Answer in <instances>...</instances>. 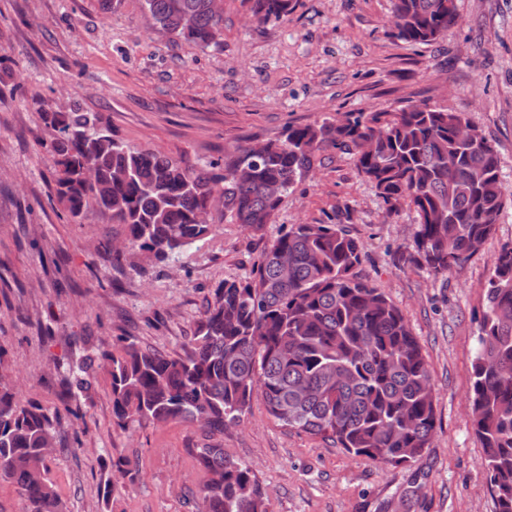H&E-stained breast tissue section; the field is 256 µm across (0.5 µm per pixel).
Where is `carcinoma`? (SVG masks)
I'll list each match as a JSON object with an SVG mask.
<instances>
[{
  "label": "carcinoma",
  "mask_w": 512,
  "mask_h": 512,
  "mask_svg": "<svg viewBox=\"0 0 512 512\" xmlns=\"http://www.w3.org/2000/svg\"><path fill=\"white\" fill-rule=\"evenodd\" d=\"M171 38L220 47L224 16L211 0H141ZM259 23L279 21L294 0H243ZM188 15L192 25L182 24ZM457 21L455 0H392L388 35L429 45ZM53 130L56 197L69 220L96 211L125 228L133 250L164 261L204 239L194 222L216 191L224 217L260 232L311 170L317 151L353 155L389 209L413 208L419 229L410 260L435 276L464 265L492 235L507 197L498 156L465 114L415 104L394 112H346L253 140L226 162L196 168L134 147L94 112H46ZM95 181L82 178L84 167ZM278 183L282 196L270 194ZM362 245L342 224H293L264 251L252 276L214 291L193 336L165 353L119 340L87 355L68 390L85 392L104 370L112 415L126 428L197 422L210 437L241 422L255 399L284 426L384 466L430 447L436 414L431 374L401 310L357 275ZM470 421L496 512H512V247L494 261L472 361ZM59 408L18 397L0 378V482L15 484L26 512H64L49 479ZM203 480L195 512H269L251 468L205 443L190 449Z\"/></svg>",
  "instance_id": "obj_1"
}]
</instances>
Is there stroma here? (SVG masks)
I'll list each match as a JSON object with an SVG mask.
<instances>
[{"instance_id":"stroma-1","label":"stroma","mask_w":512,"mask_h":512,"mask_svg":"<svg viewBox=\"0 0 512 512\" xmlns=\"http://www.w3.org/2000/svg\"><path fill=\"white\" fill-rule=\"evenodd\" d=\"M436 44L387 35L391 0H296L277 22L224 0V48L159 34L140 0H0V373L26 399L57 406L84 356L125 336L173 353L214 290L248 278L278 231L341 221L363 246L359 276L403 313L428 361L436 427L415 461L381 467L283 426L253 401L220 441L269 495V512H495L469 417L484 288L512 244V198L482 251L445 277L404 263L418 230L407 205L387 209L351 155L318 151L272 224L254 233L215 220L205 241L167 263L104 253L122 225L92 212L69 223L55 195L44 111L97 112L126 141L204 166L244 139L280 138L345 112L427 103L464 113L495 146L512 194V0H456ZM51 477L67 512H188L204 441L190 421L120 428L104 372L67 403ZM129 464L136 483L106 496Z\"/></svg>"}]
</instances>
